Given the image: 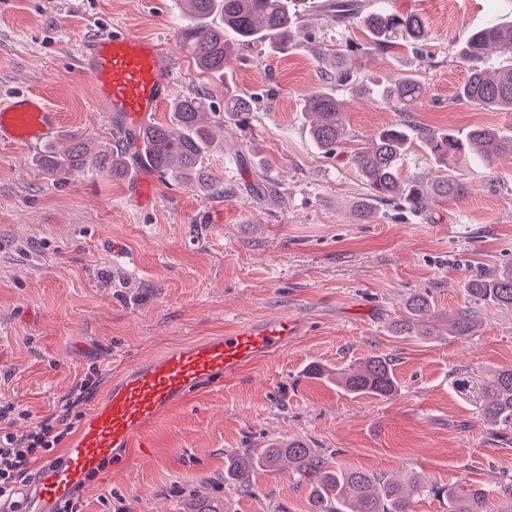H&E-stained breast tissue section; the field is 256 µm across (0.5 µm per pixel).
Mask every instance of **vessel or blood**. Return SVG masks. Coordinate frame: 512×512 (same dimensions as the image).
Here are the masks:
<instances>
[{"instance_id":"obj_1","label":"vessel or blood","mask_w":512,"mask_h":512,"mask_svg":"<svg viewBox=\"0 0 512 512\" xmlns=\"http://www.w3.org/2000/svg\"><path fill=\"white\" fill-rule=\"evenodd\" d=\"M164 55L160 41L122 29L86 38L76 47L77 66L94 89L98 110L132 130L145 126L174 91ZM59 125L58 113L35 93L0 96L1 144L36 146L54 138ZM296 328V320L286 316L243 324L169 349L124 373L83 424L64 463L39 470L28 512H52L114 449L147 447V423L184 402L212 376L234 374L257 357L281 353Z\"/></svg>"}]
</instances>
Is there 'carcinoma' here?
I'll return each mask as SVG.
<instances>
[{
  "label": "carcinoma",
  "mask_w": 512,
  "mask_h": 512,
  "mask_svg": "<svg viewBox=\"0 0 512 512\" xmlns=\"http://www.w3.org/2000/svg\"><path fill=\"white\" fill-rule=\"evenodd\" d=\"M188 23L180 31V45L203 73L223 76L230 70L240 49L262 45L270 52L284 53L296 45L300 32L334 25L357 26L367 34L377 52L398 45L422 46L429 39V26L416 13H398L386 6L370 9L364 0H183ZM321 62V86L304 98V109L312 120L308 129L315 147L326 155L336 153L348 136L346 111L350 100L365 97L399 113V120L374 130L351 155L367 194L354 207L361 224L377 218L379 207L394 203L412 212L431 208L440 199H458L468 192L457 166H470L474 156L492 160L512 155V136L493 127L475 126L459 134L451 129L432 130L416 123L413 107L427 94L416 71L403 72L370 84L357 81L347 67L346 53L315 49ZM455 54L467 69V78L456 91L461 104L489 107L512 114V20L471 31L456 46ZM343 93H338V90ZM210 109L206 98L180 96L172 104L169 122H155L137 134H124L110 154L92 155L81 135L68 137L63 150L53 145L41 159L45 175L64 180L87 167H95L119 179L128 174L125 159L129 146L137 145L139 163L162 176L183 183L200 182L216 195H224L223 179L206 166L212 137L206 125ZM252 100L237 94L224 97V111L249 112ZM423 149L436 176L404 174L403 160L414 148ZM470 301L484 307H512V267L491 277L476 275L467 281ZM448 335L463 338L478 327L479 315L463 307L446 319ZM397 336L426 339L436 331L435 310L428 296L416 293L407 305L406 316L396 320ZM308 375L333 381L354 396L388 399L398 382L391 360L373 355L354 368L333 371L313 365ZM450 386L480 415L503 430L512 429V367L486 375L458 373ZM288 462L297 469L309 468L315 482L308 497V512H411L413 494L436 492L448 498L449 512H488L493 489L458 482L435 489L425 483H403L359 470H341L326 463L317 465L305 443H271L235 456L228 462L226 476L242 487L251 485L259 469L272 471Z\"/></svg>",
  "instance_id": "cac0c4a2"
}]
</instances>
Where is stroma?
<instances>
[{
  "instance_id": "35a3bbf8",
  "label": "stroma",
  "mask_w": 512,
  "mask_h": 512,
  "mask_svg": "<svg viewBox=\"0 0 512 512\" xmlns=\"http://www.w3.org/2000/svg\"><path fill=\"white\" fill-rule=\"evenodd\" d=\"M387 2L427 19V45L378 54L360 31H321L284 54L244 51L224 81L181 49L179 0H0V89L40 94L62 115L59 137L77 131L96 148L111 147L114 128L93 108L77 45L117 26L161 41L175 95L202 94L224 117L209 165L228 189L217 197L141 166L125 181L89 168L56 182L36 165L39 147L0 145V406L18 410L13 431L62 414L81 428L114 377L168 348L282 315L301 324L280 355L155 420L151 447L117 451L75 491L81 512H187L192 502L307 512L311 473L261 471L247 489L224 477L231 456L293 438L340 469L491 486L493 512H512V431L500 434L450 389L455 373L512 366V309L480 308L465 340L391 330L413 294L449 314L468 304L469 278L512 264V159L464 169L469 193L426 214L387 205L360 224L351 207L367 189L349 157L397 112L350 106L353 138L327 157L303 111L320 83L313 45L351 41L358 80L419 71L429 87L413 111L419 124L512 135V115L453 101L467 77L456 43L512 20V0ZM228 92L256 96L253 112L225 113ZM375 354L399 382L387 400L306 373Z\"/></svg>"
}]
</instances>
